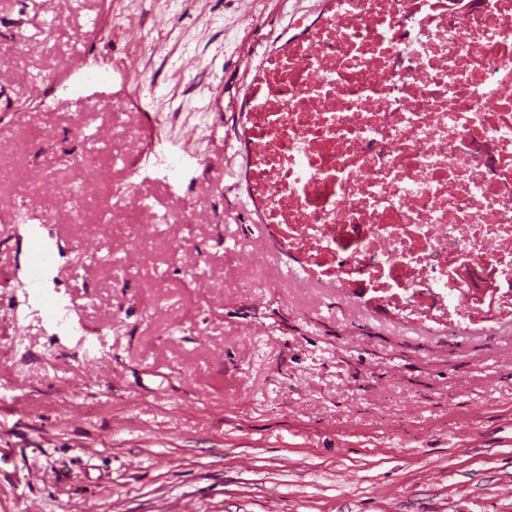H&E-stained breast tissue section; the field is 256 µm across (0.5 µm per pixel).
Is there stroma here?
I'll list each match as a JSON object with an SVG mask.
<instances>
[{"instance_id":"stroma-1","label":"stroma","mask_w":512,"mask_h":512,"mask_svg":"<svg viewBox=\"0 0 512 512\" xmlns=\"http://www.w3.org/2000/svg\"><path fill=\"white\" fill-rule=\"evenodd\" d=\"M320 7L0 0V512H512V327L429 333L300 287L240 177L247 88ZM34 167L85 211L41 223ZM133 198L198 222L140 228L127 264L79 225L121 231ZM35 232L83 337L15 322Z\"/></svg>"}]
</instances>
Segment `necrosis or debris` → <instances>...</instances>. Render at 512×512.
Masks as SVG:
<instances>
[{"label": "necrosis or debris", "mask_w": 512, "mask_h": 512, "mask_svg": "<svg viewBox=\"0 0 512 512\" xmlns=\"http://www.w3.org/2000/svg\"><path fill=\"white\" fill-rule=\"evenodd\" d=\"M304 30L241 132L278 251L366 315L512 326V0H324Z\"/></svg>", "instance_id": "1"}]
</instances>
